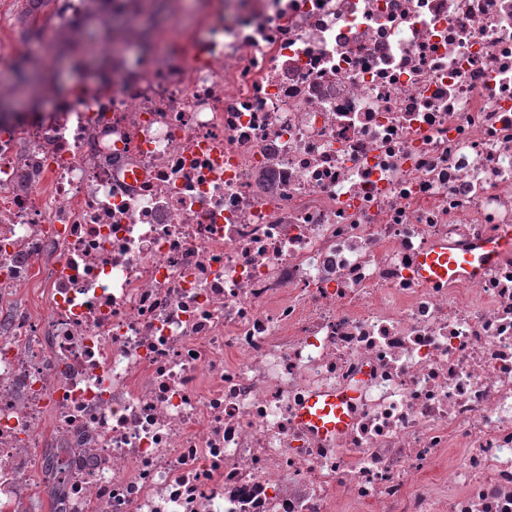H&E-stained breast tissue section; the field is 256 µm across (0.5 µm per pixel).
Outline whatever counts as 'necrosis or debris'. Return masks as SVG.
<instances>
[{
    "instance_id": "necrosis-or-debris-1",
    "label": "necrosis or debris",
    "mask_w": 512,
    "mask_h": 512,
    "mask_svg": "<svg viewBox=\"0 0 512 512\" xmlns=\"http://www.w3.org/2000/svg\"><path fill=\"white\" fill-rule=\"evenodd\" d=\"M114 0L0 117V512H512V0ZM351 391L341 434L305 429ZM19 53H26L31 58L32 56H37V61H41V64L38 66L51 71L52 74L55 73V81L62 89L67 88L70 84L80 85L90 80L80 77L76 71L71 70L68 59L50 56L43 42H23L18 51ZM511 248V226L475 250H455L448 243H439L419 255L418 273L429 285L450 283L480 272L498 252ZM349 402L348 396L315 395L305 402L299 417L303 424L318 432L338 433L349 421Z\"/></svg>"
}]
</instances>
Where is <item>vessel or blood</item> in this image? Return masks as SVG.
I'll return each instance as SVG.
<instances>
[{
    "label": "vessel or blood",
    "mask_w": 512,
    "mask_h": 512,
    "mask_svg": "<svg viewBox=\"0 0 512 512\" xmlns=\"http://www.w3.org/2000/svg\"><path fill=\"white\" fill-rule=\"evenodd\" d=\"M511 248V226L475 250H455L439 243L420 254L418 273L429 285L449 283L480 272L498 252ZM349 402V397L342 395H316L305 402L299 417L303 424L318 432L337 433L349 421Z\"/></svg>",
    "instance_id": "obj_1"
}]
</instances>
